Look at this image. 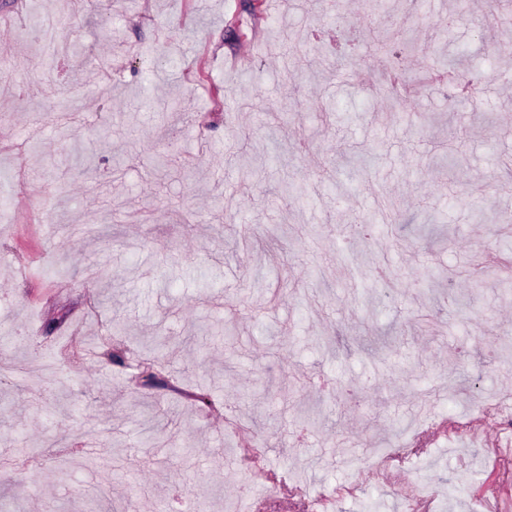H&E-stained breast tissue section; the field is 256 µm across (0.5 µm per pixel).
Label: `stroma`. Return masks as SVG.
<instances>
[{
	"label": "stroma",
	"mask_w": 512,
	"mask_h": 512,
	"mask_svg": "<svg viewBox=\"0 0 512 512\" xmlns=\"http://www.w3.org/2000/svg\"><path fill=\"white\" fill-rule=\"evenodd\" d=\"M14 4L0 512H409L376 448L425 512H512V456L463 437L479 415L512 438V29L489 0ZM392 21L410 49L375 50ZM160 334L168 383L137 386L112 345ZM241 438L303 494L266 493Z\"/></svg>",
	"instance_id": "1"
}]
</instances>
